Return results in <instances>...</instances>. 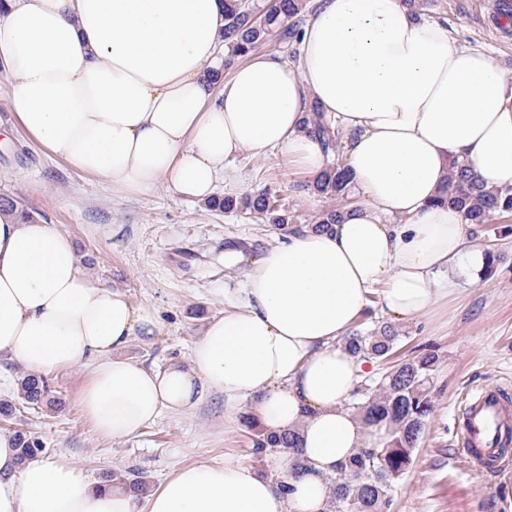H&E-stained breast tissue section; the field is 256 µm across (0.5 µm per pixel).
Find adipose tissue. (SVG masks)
Listing matches in <instances>:
<instances>
[{"instance_id":"adipose-tissue-1","label":"adipose tissue","mask_w":512,"mask_h":512,"mask_svg":"<svg viewBox=\"0 0 512 512\" xmlns=\"http://www.w3.org/2000/svg\"><path fill=\"white\" fill-rule=\"evenodd\" d=\"M223 29L224 0H0V72L53 158L116 190L163 185L198 203L245 152L321 174L327 156L302 124L318 105L345 137L355 203L264 249L189 365L163 369L117 355L156 336L153 308L95 278L53 226L0 217V353L38 375L86 367L83 413L110 440L209 390L231 409L251 401L299 450L267 453L264 474L182 466L139 497L63 459L19 462L0 434V512H328L337 466L386 439L350 407L370 362L346 338L373 289L406 320L486 266L463 213L438 200L453 158L512 186V86L484 50L404 0H320L296 64L252 53L219 84Z\"/></svg>"}]
</instances>
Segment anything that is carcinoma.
<instances>
[{
  "instance_id": "carcinoma-1",
  "label": "carcinoma",
  "mask_w": 512,
  "mask_h": 512,
  "mask_svg": "<svg viewBox=\"0 0 512 512\" xmlns=\"http://www.w3.org/2000/svg\"><path fill=\"white\" fill-rule=\"evenodd\" d=\"M306 8V0H225V25L222 32L227 50L225 65L255 51L264 40L279 33L288 41H298L301 29L293 19ZM307 124L321 141L325 153L335 154L339 149V133L326 113L318 106L311 107ZM449 175L439 197L464 212L468 224L483 227L496 216L512 213V188L488 189L474 179L467 165L452 159ZM350 175L344 165L332 162L313 182L314 190L330 198L348 195ZM239 206L265 218L270 224L286 226L295 223L294 216L279 204L269 192H262L242 201L233 197L215 199L208 204L211 209L231 211ZM19 214L32 218L17 199L0 196V215ZM400 337L392 325H384L367 332L357 331L349 338L351 350L364 353L376 361L387 360ZM440 363L434 351L389 366L369 383L359 385L355 411L367 426L383 425L388 437L379 448H363L349 460L340 464L330 480L329 512H391L392 492L397 480L413 465L414 454L422 434L434 413L433 385ZM17 397L30 406L50 404L48 385L41 375L25 372L16 380ZM252 431L251 453L257 462L263 461L266 452L274 449L298 451V436L285 433L279 437L268 436L259 429L256 418L244 417ZM13 438L25 462L42 452L38 438L24 431H16ZM105 478L127 485L135 492L145 489L143 478L129 479L126 475L108 472Z\"/></svg>"
}]
</instances>
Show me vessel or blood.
I'll use <instances>...</instances> for the list:
<instances>
[{
	"mask_svg": "<svg viewBox=\"0 0 512 512\" xmlns=\"http://www.w3.org/2000/svg\"><path fill=\"white\" fill-rule=\"evenodd\" d=\"M512 429V397L484 389L466 402L460 415L459 445L471 467L496 473L504 465L501 448Z\"/></svg>",
	"mask_w": 512,
	"mask_h": 512,
	"instance_id": "vessel-or-blood-1",
	"label": "vessel or blood"
}]
</instances>
